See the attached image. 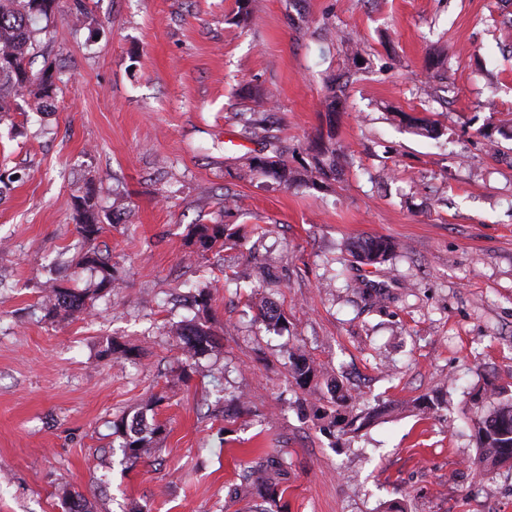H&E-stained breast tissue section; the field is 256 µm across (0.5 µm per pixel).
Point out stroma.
Returning <instances> with one entry per match:
<instances>
[{
  "instance_id": "obj_1",
  "label": "stroma",
  "mask_w": 512,
  "mask_h": 512,
  "mask_svg": "<svg viewBox=\"0 0 512 512\" xmlns=\"http://www.w3.org/2000/svg\"><path fill=\"white\" fill-rule=\"evenodd\" d=\"M252 9L243 23L239 0H56L33 65L64 69L55 109L20 97L0 116V512H65L69 490L91 512H512V468L470 465L476 423L512 394V0ZM329 29L360 45L362 69ZM437 50L449 63L432 78ZM433 84L447 100L428 106ZM260 92L290 167L334 132L349 158L336 179L286 187L250 168ZM89 183L106 219L91 244L74 206ZM197 224L228 225L235 246L198 252ZM371 237L398 249L353 265L349 244ZM91 247L117 278L107 308L46 318L45 283L86 287ZM260 295L282 327L259 318ZM191 317L218 345L185 372L168 328ZM110 341L128 355L103 357ZM289 345L322 370L307 387ZM334 377L388 413L355 437L302 416L297 402L329 406ZM151 395L165 438L124 459L110 424ZM426 395L443 401L428 415L413 406ZM267 453L283 494L234 496Z\"/></svg>"
}]
</instances>
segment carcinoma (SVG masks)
Instances as JSON below:
<instances>
[{
    "label": "carcinoma",
    "mask_w": 512,
    "mask_h": 512,
    "mask_svg": "<svg viewBox=\"0 0 512 512\" xmlns=\"http://www.w3.org/2000/svg\"><path fill=\"white\" fill-rule=\"evenodd\" d=\"M54 3L55 0H0V113L11 111V99L22 95L26 89L38 112L44 111L57 93L58 82L62 81L61 71L52 64L45 63L37 77L31 74V57L37 47L36 36L41 32L38 24L50 18ZM265 141L271 155L254 157L251 165L287 187L302 183L314 186L319 180L334 179L336 173L347 164L345 155L336 148L331 133L321 139L310 164L300 169L288 167L276 137L268 136ZM75 209L78 232L86 241H94L102 232L95 192L88 188L76 197ZM196 235L204 249L217 254L235 241L234 235L225 232L222 224H199ZM350 253L355 262L361 265H380L392 256L394 244L383 237L372 238L353 244ZM79 265L89 269L94 280L83 289L48 283L47 317L55 319L91 312L97 308V301L112 292L115 287L112 266L95 251H86ZM173 335L182 345L187 361L217 346L212 332L192 319L175 324ZM288 371L300 386L309 384L319 375L313 362L292 350L288 351ZM331 392L332 407L327 411H316L315 416L330 418L332 424L342 425L346 433L359 431L383 412L380 407H365L355 413L350 409L351 398L343 393L339 384H333ZM155 404V400H148L131 418L112 423L114 433L123 439L119 448L124 457L138 458L148 453L152 443L164 433L163 425L150 415ZM475 436L477 454L472 465L479 475L512 463V397L499 401L492 413L477 423ZM256 467L270 474V477L255 480L253 471L247 470L240 475L239 491L265 502L274 499L278 490L274 476L281 474L282 461L274 456L261 457Z\"/></svg>",
    "instance_id": "carcinoma-1"
}]
</instances>
